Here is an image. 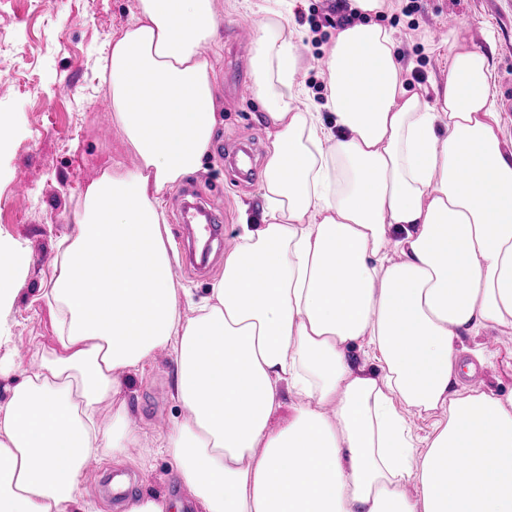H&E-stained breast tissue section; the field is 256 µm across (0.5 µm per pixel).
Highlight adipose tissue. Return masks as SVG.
<instances>
[{"label": "adipose tissue", "mask_w": 512, "mask_h": 512, "mask_svg": "<svg viewBox=\"0 0 512 512\" xmlns=\"http://www.w3.org/2000/svg\"><path fill=\"white\" fill-rule=\"evenodd\" d=\"M388 0H351L326 59L327 130L302 108L283 16L255 23L254 96L269 120L262 222L190 317L160 200L201 168L217 123L214 0H139L102 58L139 158L86 188L46 294L60 353L0 405V512H84L87 457L134 444L99 421L125 372L176 354L189 418L167 435L199 512H512V393L463 386L464 336L512 328V154L487 55L448 39L435 103L405 87ZM29 254L0 238L3 324ZM365 345L379 374L353 366ZM297 402L272 428L281 384ZM437 419L415 446L406 410ZM466 455L463 470L447 465ZM417 481L419 493L405 487Z\"/></svg>", "instance_id": "adipose-tissue-1"}]
</instances>
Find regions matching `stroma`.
Segmentation results:
<instances>
[{"label":"stroma","mask_w":512,"mask_h":512,"mask_svg":"<svg viewBox=\"0 0 512 512\" xmlns=\"http://www.w3.org/2000/svg\"><path fill=\"white\" fill-rule=\"evenodd\" d=\"M334 0H299L283 23L285 35L298 40L303 59L299 80L309 101L321 106V120L335 128L336 117L325 108V60L335 28L311 33V11L329 13ZM138 0H0V113L10 117V136L0 143V235L22 243L30 264L18 282V293L8 318L11 342L0 348V404L11 386L43 357L58 350L57 311L40 294L51 280L57 261V243L75 237V212L87 185L109 168H134L138 160L124 144L112 117L106 90L100 87L96 64L137 12ZM419 12L407 15L401 0L385 10L381 25L391 29L395 53L409 71L422 70V82L407 81L406 88L435 99V85L445 79L448 61L436 52L434 33L443 20L456 16L465 44L483 50L492 65L494 87L512 80V0H419ZM280 0H215L219 18L218 45L201 50L216 57L218 123L214 138L230 148L249 141L255 148L253 175L242 178L225 167L224 159L208 153L203 167L184 176L161 203L167 233L180 244L183 202L208 200L224 212V247L232 249L245 225L258 224L263 206V158L269 144L268 120L254 98L234 94L237 82L250 80V69L240 68L235 47L252 41L253 22ZM26 193H17L19 183ZM224 271V259L212 258L206 272L174 261L173 278L181 311L194 315L206 304L212 284ZM468 349L484 352L477 370L479 386L497 394L512 391V329L492 328L464 337ZM26 357H18V347ZM177 370L172 349H161L135 371L125 373L124 409L108 403L101 409L105 427L121 434L124 423L139 433L136 445L125 449L124 464L112 462L104 450L101 467L81 477L86 500L96 512H124L125 499L139 489L164 496L169 512H196L176 478L175 462L165 448L170 426L188 414L173 392ZM125 478L122 497L107 493L105 474Z\"/></svg>","instance_id":"35a3bbf8"}]
</instances>
